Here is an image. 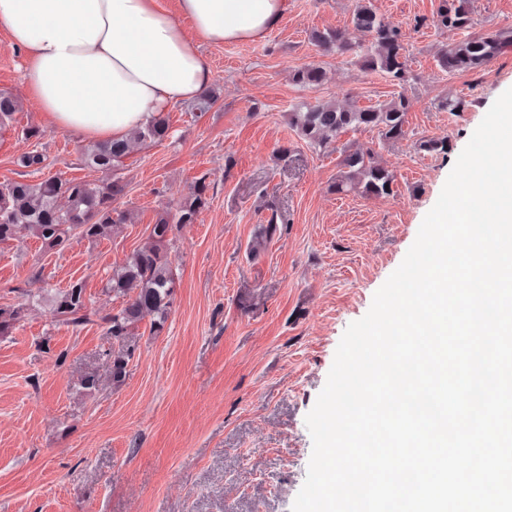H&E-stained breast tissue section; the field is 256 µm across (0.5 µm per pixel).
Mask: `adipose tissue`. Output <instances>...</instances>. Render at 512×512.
I'll return each mask as SVG.
<instances>
[{
	"instance_id": "adipose-tissue-1",
	"label": "adipose tissue",
	"mask_w": 512,
	"mask_h": 512,
	"mask_svg": "<svg viewBox=\"0 0 512 512\" xmlns=\"http://www.w3.org/2000/svg\"><path fill=\"white\" fill-rule=\"evenodd\" d=\"M287 9L288 0H177L173 13L159 0H0V26L53 125L102 142L207 89L201 42L263 40Z\"/></svg>"
}]
</instances>
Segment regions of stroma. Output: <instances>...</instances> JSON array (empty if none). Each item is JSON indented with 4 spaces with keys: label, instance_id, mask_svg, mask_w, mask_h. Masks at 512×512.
<instances>
[{
    "label": "stroma",
    "instance_id": "35a3bbf8",
    "mask_svg": "<svg viewBox=\"0 0 512 512\" xmlns=\"http://www.w3.org/2000/svg\"><path fill=\"white\" fill-rule=\"evenodd\" d=\"M373 3L400 27L404 84L311 42L312 31L339 28L367 44L350 22L355 0H288L263 40L202 44L217 101L205 113L191 102L172 107L169 138L134 147L115 203L130 220L117 235L75 238L59 253L32 237L0 243V305L80 279L93 307L117 309L122 299L101 293L113 267L206 186L197 222L174 233L171 312L161 332L138 324L120 386L98 324H52L39 304L0 339V512H292L313 449L305 418L344 331L402 263L474 130L512 88V54L456 74L438 65L463 35L512 29V0H469L466 33L438 26L442 0ZM312 63L324 83L295 85L293 71ZM22 66L0 27V92L20 102L0 130V185L24 178L18 158L33 149L45 157L42 177L103 180L80 161L89 140L50 125L30 101ZM401 96L406 134L385 144L360 128L315 150L289 124L302 99L365 108ZM446 97L461 109H438ZM29 126L40 137L24 139ZM432 138L447 140V152L422 149ZM343 145L374 147L394 176L390 195L333 190ZM273 215L280 233L251 257ZM89 375L96 391L81 385Z\"/></svg>",
    "mask_w": 512,
    "mask_h": 512
}]
</instances>
